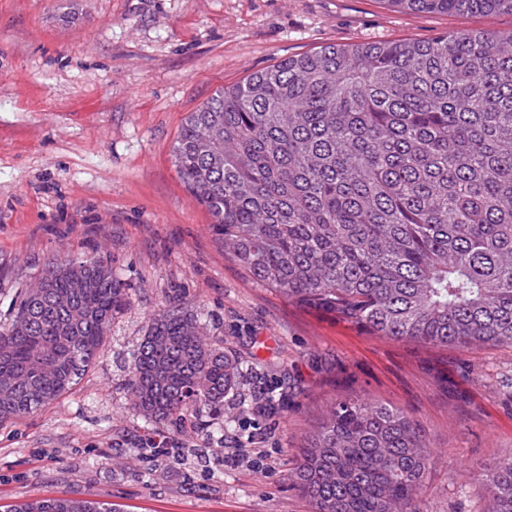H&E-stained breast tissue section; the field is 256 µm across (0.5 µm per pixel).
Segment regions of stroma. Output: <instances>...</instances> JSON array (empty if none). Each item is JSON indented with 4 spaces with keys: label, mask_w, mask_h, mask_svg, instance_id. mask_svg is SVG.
<instances>
[{
    "label": "stroma",
    "mask_w": 512,
    "mask_h": 512,
    "mask_svg": "<svg viewBox=\"0 0 512 512\" xmlns=\"http://www.w3.org/2000/svg\"><path fill=\"white\" fill-rule=\"evenodd\" d=\"M512 31L511 14H417L384 0H0V326L48 262L108 258L129 293L93 365L55 404L0 424V503L87 498L125 512H311L300 449L344 396L392 405L433 456L424 512H487L512 456V346L371 336L249 278L182 182L177 133L217 90L328 44ZM198 310L240 381L224 414L162 451L128 366L149 315ZM278 399L275 414L253 410ZM257 441V461L227 462Z\"/></svg>",
    "instance_id": "1"
}]
</instances>
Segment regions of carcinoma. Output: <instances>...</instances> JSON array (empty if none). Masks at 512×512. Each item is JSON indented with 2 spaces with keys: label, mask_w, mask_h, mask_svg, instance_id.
<instances>
[{
  "label": "carcinoma",
  "mask_w": 512,
  "mask_h": 512,
  "mask_svg": "<svg viewBox=\"0 0 512 512\" xmlns=\"http://www.w3.org/2000/svg\"><path fill=\"white\" fill-rule=\"evenodd\" d=\"M416 13L512 14V0H386ZM174 166L256 283L373 336L471 350L512 344V33L450 31L329 45L214 93L179 131ZM84 288L49 263L0 329V422L68 393L129 302L112 261ZM239 381L198 314L152 317L127 391L176 435ZM432 450L399 410L340 400L293 480L312 512H423ZM512 512V458L486 473ZM17 512H117L46 497Z\"/></svg>",
  "instance_id": "cac0c4a2"
}]
</instances>
